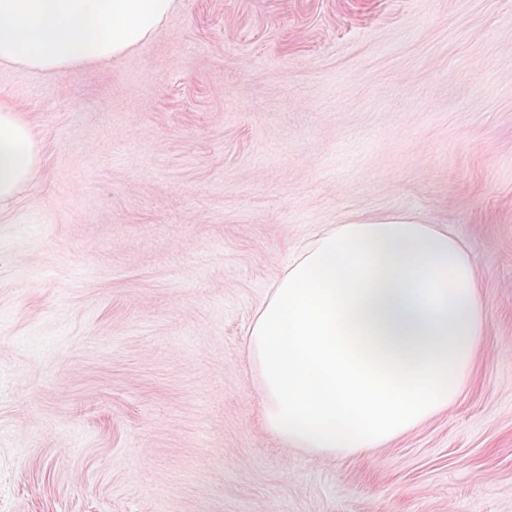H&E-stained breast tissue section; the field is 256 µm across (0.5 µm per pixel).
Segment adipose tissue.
Segmentation results:
<instances>
[{
    "label": "adipose tissue",
    "mask_w": 512,
    "mask_h": 512,
    "mask_svg": "<svg viewBox=\"0 0 512 512\" xmlns=\"http://www.w3.org/2000/svg\"><path fill=\"white\" fill-rule=\"evenodd\" d=\"M179 0H0V65L58 74L148 41ZM29 122L0 99V209L34 178ZM481 274L410 211L349 214L294 249L248 329L266 429L330 455L380 447L448 409L484 334Z\"/></svg>",
    "instance_id": "ef3b65f1"
}]
</instances>
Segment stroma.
Listing matches in <instances>:
<instances>
[{
    "instance_id": "1",
    "label": "stroma",
    "mask_w": 512,
    "mask_h": 512,
    "mask_svg": "<svg viewBox=\"0 0 512 512\" xmlns=\"http://www.w3.org/2000/svg\"><path fill=\"white\" fill-rule=\"evenodd\" d=\"M42 154L0 212V512H512V0H182L109 67H0ZM449 227L457 401L327 456L266 431L247 330L351 212Z\"/></svg>"
}]
</instances>
